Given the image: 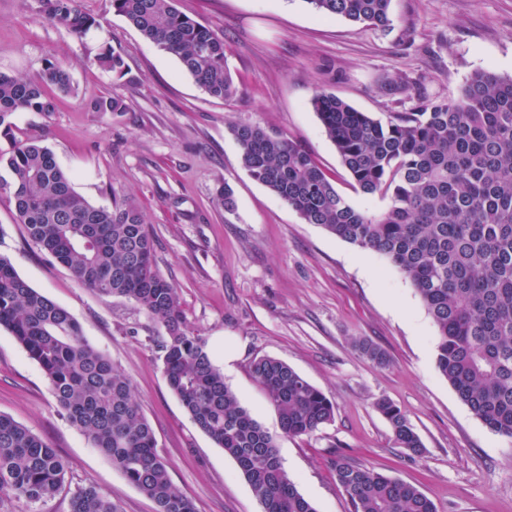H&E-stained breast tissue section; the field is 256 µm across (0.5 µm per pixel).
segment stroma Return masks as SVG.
Here are the masks:
<instances>
[{"instance_id": "1", "label": "stroma", "mask_w": 512, "mask_h": 512, "mask_svg": "<svg viewBox=\"0 0 512 512\" xmlns=\"http://www.w3.org/2000/svg\"><path fill=\"white\" fill-rule=\"evenodd\" d=\"M97 28L78 36L38 15L36 0H0V73L33 78L45 60L67 67L72 91L49 89L51 112H15L14 142L39 140L96 206L129 201L156 239L160 273L177 288L187 322L207 343L226 384L279 437V456L317 512H351L334 460L417 485L438 512H512V439L490 431L435 364V325L411 282L385 257L305 223L243 167L229 128L258 125L301 142L357 209L378 213L381 195L357 191L311 105L323 86L379 119L409 112L418 96L453 98L474 71L512 75V0H392L390 33L317 14L306 0H177V8L223 36L238 86L232 101L208 96L178 58L112 11L110 0H78ZM120 50L116 78L94 57ZM409 89L389 94L385 81ZM121 98L120 115L92 111ZM235 208L217 202L222 186ZM0 255L33 288L66 308L84 337L131 380L170 477L197 512H262L235 461L203 433L169 390L155 341L164 328L133 302L84 288L44 256L0 191ZM365 338L380 366L353 346ZM281 359L321 389L335 419L302 438L281 436L278 416L250 375L254 358ZM402 409L424 451L396 447L375 408ZM0 414L26 425L69 462L67 488L45 512H68L73 488L94 485L120 512L154 504L72 425L39 365L0 329Z\"/></svg>"}]
</instances>
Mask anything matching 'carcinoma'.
Listing matches in <instances>:
<instances>
[{"label": "carcinoma", "instance_id": "obj_1", "mask_svg": "<svg viewBox=\"0 0 512 512\" xmlns=\"http://www.w3.org/2000/svg\"><path fill=\"white\" fill-rule=\"evenodd\" d=\"M112 10L147 40L176 55L209 96L232 100L237 86L224 38L181 13L175 0H110ZM317 13L383 31L395 27L391 0H306ZM43 17L82 35L96 25L77 0H38ZM94 63L118 78L121 53L107 46ZM52 85L72 90L68 70L47 61L33 79L0 73V131L11 134L18 111L51 112ZM311 104L343 167L365 194L388 199L370 214L353 207L301 144L257 125H233L242 164L308 224L360 249L385 256L413 285L432 318L436 366L458 398L492 432L512 438V75L473 72L451 100L422 99L414 111L387 120L360 112L315 89ZM95 112L119 114L106 97ZM11 182L17 223L41 251L67 267L84 287L133 302L165 335L157 342L170 391L195 425L232 458L262 512H317L284 470L278 439L243 407L224 381L181 309L177 290L156 269L154 239L132 204L95 206L76 193L53 152L36 141L16 142L0 163ZM0 328L44 371L58 407L156 512H196L172 484L154 429L130 379L93 347L67 309L32 288L0 255ZM367 359L384 365L374 343L354 339ZM284 437L309 436L331 423L332 401L288 363L251 361ZM397 447L415 455L423 444L400 408L382 398ZM68 463L49 443L0 415V493L44 506L64 487ZM334 474L353 512H437L416 486L337 455ZM69 512H118L95 486H78Z\"/></svg>", "mask_w": 512, "mask_h": 512}]
</instances>
